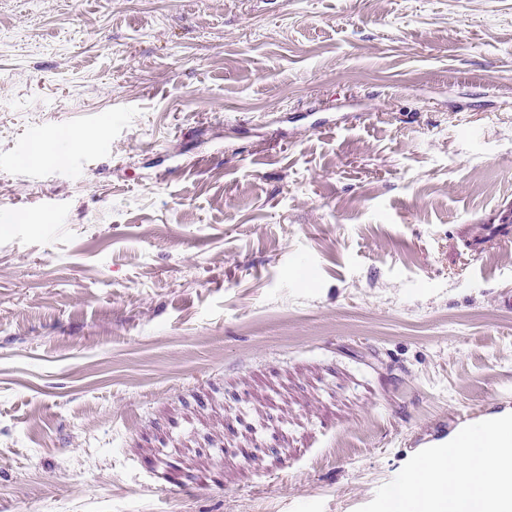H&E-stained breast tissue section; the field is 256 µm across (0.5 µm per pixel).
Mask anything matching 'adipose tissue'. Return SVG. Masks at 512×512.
Returning a JSON list of instances; mask_svg holds the SVG:
<instances>
[{
  "label": "adipose tissue",
  "mask_w": 512,
  "mask_h": 512,
  "mask_svg": "<svg viewBox=\"0 0 512 512\" xmlns=\"http://www.w3.org/2000/svg\"><path fill=\"white\" fill-rule=\"evenodd\" d=\"M467 444H449L388 498L385 512H512V446H492L485 428Z\"/></svg>",
  "instance_id": "ef3b65f1"
}]
</instances>
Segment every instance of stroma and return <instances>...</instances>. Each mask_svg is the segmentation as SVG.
Returning <instances> with one entry per match:
<instances>
[{
    "label": "stroma",
    "instance_id": "35a3bbf8",
    "mask_svg": "<svg viewBox=\"0 0 512 512\" xmlns=\"http://www.w3.org/2000/svg\"><path fill=\"white\" fill-rule=\"evenodd\" d=\"M507 208L512 0H0V512H382ZM511 224L512 223L479 224L478 233L470 240L471 250L474 253H479L482 250L484 243L489 239L511 240Z\"/></svg>",
    "mask_w": 512,
    "mask_h": 512
}]
</instances>
